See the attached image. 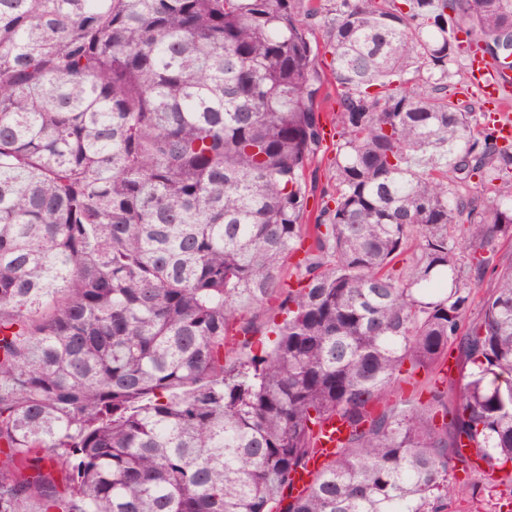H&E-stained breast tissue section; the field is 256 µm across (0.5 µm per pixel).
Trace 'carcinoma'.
Wrapping results in <instances>:
<instances>
[{"label":"carcinoma","instance_id":"carcinoma-1","mask_svg":"<svg viewBox=\"0 0 512 512\" xmlns=\"http://www.w3.org/2000/svg\"><path fill=\"white\" fill-rule=\"evenodd\" d=\"M510 50L512 0H0V512H448L507 469L512 268L467 314L512 144L448 65ZM330 62L331 56L326 53L323 54V50L321 49V53L318 59L317 68L321 75L325 76L327 82H325L322 95L319 100L318 111L321 112L322 116L325 118L326 126L325 131L329 133L330 131V116L331 113L336 111V89L335 86L330 83ZM325 144L328 149L318 158L317 162L312 165L310 171L307 172L308 182H312V185L315 183L316 187L314 197L311 196L309 200L310 207L318 200L320 190L322 186L326 184L329 177L330 163L334 156V151L332 149V139L328 137V134L326 136ZM454 358L448 355V360L445 361L438 372V376L446 379V381H442L437 379L436 377H428L423 371L419 372V374L416 376L417 380L419 381L418 385H409V384H402V389L398 392V398L402 399L404 404H416L418 396L416 395L418 391L421 389L424 390L423 396L421 398V401H425L428 397V394L425 391V388L430 387L434 384V379H436V383L438 387L443 390L446 387V383L448 386V401H452L453 394L450 390V381H457L459 378L458 369L456 367L455 369V363L453 362ZM455 369V370H454ZM452 372V373H451ZM451 373V374H450ZM450 374V375H448ZM344 436V428L336 421V417L327 420L321 427L317 451L310 458L307 468L298 470L293 476L294 494H299L309 483L310 474L320 469L325 461L332 458L336 448Z\"/></svg>","mask_w":512,"mask_h":512}]
</instances>
